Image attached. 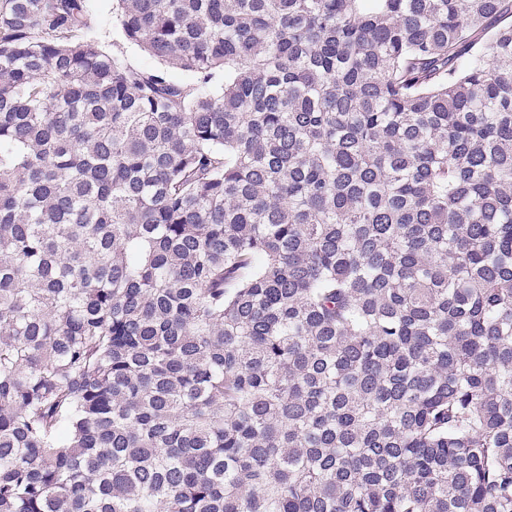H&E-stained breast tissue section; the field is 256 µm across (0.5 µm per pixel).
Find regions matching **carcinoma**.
<instances>
[{
	"instance_id": "carcinoma-1",
	"label": "carcinoma",
	"mask_w": 512,
	"mask_h": 512,
	"mask_svg": "<svg viewBox=\"0 0 512 512\" xmlns=\"http://www.w3.org/2000/svg\"><path fill=\"white\" fill-rule=\"evenodd\" d=\"M117 2L0 0V512H512V0ZM89 13L91 18V28L88 31L99 49L112 54L115 49V43H120L123 47L125 58L131 63L144 67L154 68L161 66L159 61L139 46L125 42L122 38L119 25L116 20V2L113 0H88Z\"/></svg>"
}]
</instances>
